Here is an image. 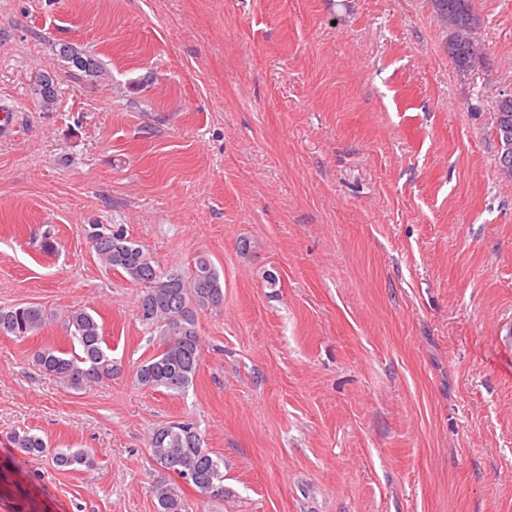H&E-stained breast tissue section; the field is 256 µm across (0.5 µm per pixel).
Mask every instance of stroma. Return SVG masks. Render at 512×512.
I'll return each instance as SVG.
<instances>
[{"label": "stroma", "instance_id": "obj_1", "mask_svg": "<svg viewBox=\"0 0 512 512\" xmlns=\"http://www.w3.org/2000/svg\"><path fill=\"white\" fill-rule=\"evenodd\" d=\"M476 11L459 73L427 0H0V306L92 310L118 365L73 391L32 359L68 348L60 323L0 336V460L23 488L0 512H158L149 437L185 418L230 490L180 485L186 512H512V178L491 125L512 0ZM62 42L109 81L74 79ZM91 222L167 270L213 261L224 306L197 315L186 392L136 383L155 334ZM23 431L49 455L14 448ZM67 448L91 467L55 466ZM31 95L45 110H50L56 103L54 79L49 74H40L30 87Z\"/></svg>", "mask_w": 512, "mask_h": 512}]
</instances>
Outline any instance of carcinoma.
I'll return each mask as SVG.
<instances>
[{"label": "carcinoma", "instance_id": "cac0c4a2", "mask_svg": "<svg viewBox=\"0 0 512 512\" xmlns=\"http://www.w3.org/2000/svg\"><path fill=\"white\" fill-rule=\"evenodd\" d=\"M474 2L430 0L433 13L450 30L448 59L459 72L471 70L477 58L479 18ZM59 55L68 63L70 74L79 80L98 84L110 79L103 65L84 49L63 43ZM30 93L43 109H52L56 103L53 77L48 73L36 77ZM86 233L105 269L141 289L139 320L157 332V351L137 366V383L170 393L185 392L202 363L198 311H216L224 304V283L213 263L208 256L199 255L185 271H165L156 265L143 245L129 237L123 224H90ZM49 317L39 305L0 307V335L21 339L35 336ZM59 320L71 348L44 347L34 354L35 365L74 391L112 377L117 365L98 319L78 308L63 312ZM11 440L28 455L38 457L45 452V442L27 432L13 433ZM203 443L197 423L188 419L162 425L152 432L149 449L153 462L161 470L155 485L158 512H183L181 497L169 483L170 474L206 498L222 500L230 495L224 486V459L213 455ZM54 463L60 468L89 467L91 458L84 449L69 448L58 452Z\"/></svg>", "mask_w": 512, "mask_h": 512}]
</instances>
